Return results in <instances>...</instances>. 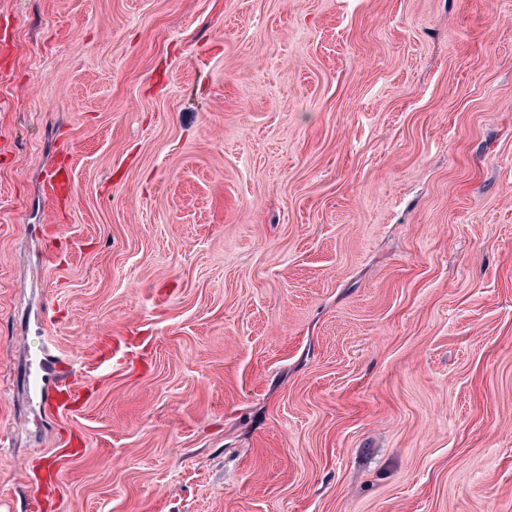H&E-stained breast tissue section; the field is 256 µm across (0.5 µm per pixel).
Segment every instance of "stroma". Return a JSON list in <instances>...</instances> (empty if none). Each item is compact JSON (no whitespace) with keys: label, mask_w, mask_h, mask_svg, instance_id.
Listing matches in <instances>:
<instances>
[{"label":"stroma","mask_w":512,"mask_h":512,"mask_svg":"<svg viewBox=\"0 0 512 512\" xmlns=\"http://www.w3.org/2000/svg\"><path fill=\"white\" fill-rule=\"evenodd\" d=\"M0 33V512H512V0ZM84 398V389L75 380L62 378L58 381L57 392L49 402V409L59 415H70L75 403Z\"/></svg>","instance_id":"obj_1"}]
</instances>
